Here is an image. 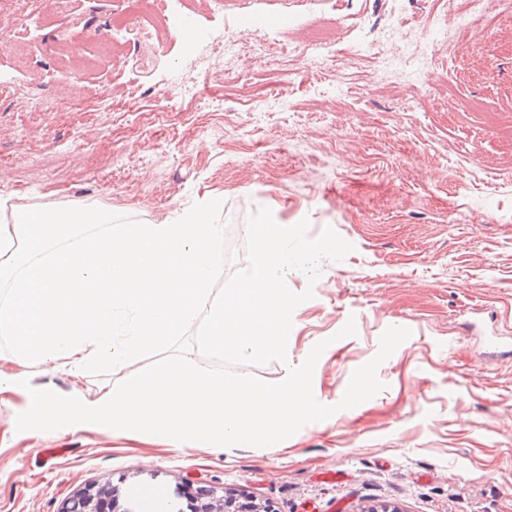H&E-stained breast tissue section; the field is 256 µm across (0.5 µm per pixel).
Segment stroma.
Wrapping results in <instances>:
<instances>
[{"mask_svg": "<svg viewBox=\"0 0 512 512\" xmlns=\"http://www.w3.org/2000/svg\"><path fill=\"white\" fill-rule=\"evenodd\" d=\"M122 0H71L56 13L0 10L26 27L0 49V198L62 208L75 202L160 222L222 196L230 276L247 264V219L309 220L352 244L321 275H286L311 299L293 312L287 363L238 366L269 383L328 346L313 392L338 405L352 373L391 326L411 331L378 368L384 388L269 447L168 448L82 431H17L31 402L0 393V512H62L84 488L202 487L274 512H512V21L462 34L456 71L440 45L422 50L445 0H188L190 31L158 29L118 58L101 53ZM293 14L275 45L241 27L242 14ZM327 33L335 63L298 54L311 29ZM372 56L350 51L358 35ZM492 56L474 54L473 38ZM232 42L220 54L211 47ZM128 109L113 111V98ZM41 100V110L28 109ZM81 104L78 112L65 103ZM357 333L340 337L348 320ZM145 360L84 374L0 359V373L92 396Z\"/></svg>", "mask_w": 512, "mask_h": 512, "instance_id": "stroma-1", "label": "stroma"}]
</instances>
